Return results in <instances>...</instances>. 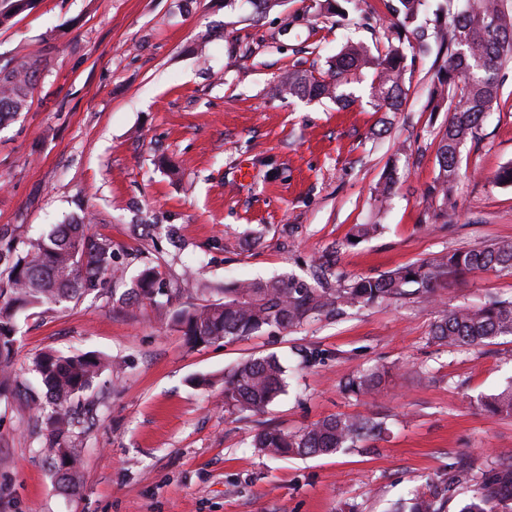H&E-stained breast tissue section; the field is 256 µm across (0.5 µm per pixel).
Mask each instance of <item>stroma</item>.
Listing matches in <instances>:
<instances>
[{
    "label": "stroma",
    "mask_w": 512,
    "mask_h": 512,
    "mask_svg": "<svg viewBox=\"0 0 512 512\" xmlns=\"http://www.w3.org/2000/svg\"><path fill=\"white\" fill-rule=\"evenodd\" d=\"M397 0H362L344 16L320 0H31L0 26V64L38 57L27 110L0 123V236L26 243L86 214L112 238L125 282L165 244L163 274L204 282L311 279L325 255L336 276L371 277L434 255L512 239V61L501 95L462 150L456 206L432 221L427 189L448 123L432 91L447 53L407 49L403 104L375 111L371 75L352 102L281 99L286 71L321 72L347 41L386 51ZM400 179L387 208L374 187ZM381 220L354 242L353 225ZM512 300V275L450 276L437 301L354 306L285 335L187 345L179 329L121 296L88 295L17 320L13 369L93 351L119 363L86 393L75 444L78 493L60 490L39 454L25 396L0 402V512H392L427 486L452 483L460 512L501 451L512 417L479 399L512 379V336L467 349L431 341L438 309ZM318 352L297 369V350ZM289 365L288 388L264 412L224 411V373L250 356ZM389 375L370 398L344 389L358 371ZM207 376L208 388L193 385ZM335 414L383 418L387 434L332 456L270 459L250 446L271 425L294 430Z\"/></svg>",
    "instance_id": "stroma-1"
}]
</instances>
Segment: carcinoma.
I'll return each instance as SVG.
<instances>
[{
    "label": "carcinoma",
    "mask_w": 512,
    "mask_h": 512,
    "mask_svg": "<svg viewBox=\"0 0 512 512\" xmlns=\"http://www.w3.org/2000/svg\"><path fill=\"white\" fill-rule=\"evenodd\" d=\"M426 0H398L393 8L409 45L423 48L432 38L448 47L445 81L434 93L445 97L463 82L454 108L448 109V127L437 146L438 172L428 195L439 202L432 218L448 215L453 187L459 177L461 150L498 102V72L512 58V9L504 0H465L464 9L443 27L427 31L415 25ZM30 0H0V25L23 10ZM43 60L23 58L0 66V122L29 106ZM372 73L370 84L377 112L399 110L403 94L405 55L399 47L374 55L360 42L350 41L315 75L291 70L283 74L276 93L283 99H342L343 88ZM397 170L384 174L376 197L388 199L397 183ZM119 251L104 235L89 232L87 218H71L20 250L0 239V397L12 389V371L18 315L32 309L61 306L122 284L116 277ZM161 264L145 267L127 294L150 307L160 320L178 325L187 344L200 346L220 340L254 336L264 331L288 332L323 315L346 307L397 302L407 296H435L448 275L460 271L496 270L512 274V240L503 239L483 248L458 249L431 259L387 271L377 277L350 281L333 279L327 272L313 281L293 277L266 280L238 279L206 289L197 274L182 271L165 276ZM219 296L197 303L195 295ZM431 339L457 349L491 344L512 336V300H494L478 307L456 308L437 316ZM112 361L95 352L63 355L46 351L33 361L32 371L45 389V402H35L46 434L40 453L54 470L60 488L80 487L82 460L73 445L79 420L74 401L89 391ZM287 367L274 354L254 356L224 374V410L239 419L256 415L286 392ZM385 371L376 368L354 374L345 389L356 395H374ZM488 412L512 416V385L484 397ZM383 422L362 416H331L297 431L263 427L251 436V447L270 458L329 456L357 442L383 434ZM512 509V452L502 454L497 467L485 474L482 485L460 512H509ZM393 512H444V502L433 489L418 492L409 507Z\"/></svg>",
    "instance_id": "obj_1"
}]
</instances>
